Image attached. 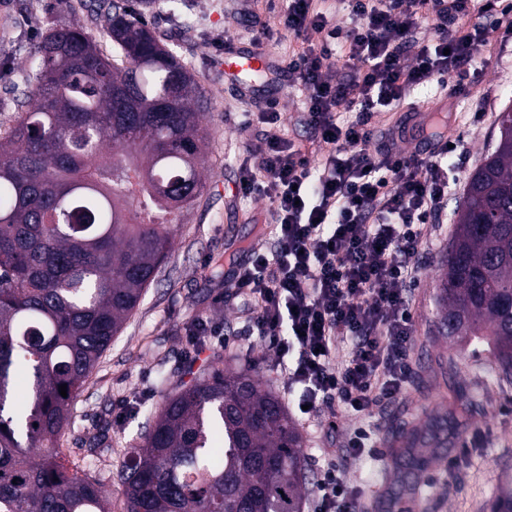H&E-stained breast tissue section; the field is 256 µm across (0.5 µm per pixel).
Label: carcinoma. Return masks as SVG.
I'll return each instance as SVG.
<instances>
[{
	"label": "carcinoma",
	"instance_id": "carcinoma-1",
	"mask_svg": "<svg viewBox=\"0 0 512 512\" xmlns=\"http://www.w3.org/2000/svg\"><path fill=\"white\" fill-rule=\"evenodd\" d=\"M91 2L112 57L79 24L51 30L34 48L26 109L0 138V512H108L96 447L80 462L60 448L70 404L205 187L207 98L146 21L155 0ZM498 129L442 262L436 332L490 344L511 380V107ZM19 367L30 377L21 403ZM437 454L413 432L394 467L421 470ZM118 477L126 512H302L305 455L255 366L216 363L164 397ZM491 512H512V480Z\"/></svg>",
	"mask_w": 512,
	"mask_h": 512
}]
</instances>
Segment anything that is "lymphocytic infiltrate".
<instances>
[{
    "instance_id": "1",
    "label": "lymphocytic infiltrate",
    "mask_w": 512,
    "mask_h": 512,
    "mask_svg": "<svg viewBox=\"0 0 512 512\" xmlns=\"http://www.w3.org/2000/svg\"><path fill=\"white\" fill-rule=\"evenodd\" d=\"M345 4L349 21L340 25L314 0H284L262 28L319 36L288 69L323 153L309 158L282 135L276 103L261 109L266 130L252 147L261 164L241 167L237 191L272 201L271 246L225 286L243 308L246 335L295 353L287 380L301 388L299 405L333 400L365 416L409 379L408 288L428 228L460 182L446 160L464 148L460 137L429 153L375 148L368 124L377 108L399 106L427 83L466 93L489 40L474 17L496 9L511 35L512 0ZM358 499L339 465L322 469L315 512H357Z\"/></svg>"
}]
</instances>
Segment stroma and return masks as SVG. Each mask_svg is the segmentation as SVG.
<instances>
[{
	"instance_id": "obj_1",
	"label": "stroma",
	"mask_w": 512,
	"mask_h": 512,
	"mask_svg": "<svg viewBox=\"0 0 512 512\" xmlns=\"http://www.w3.org/2000/svg\"><path fill=\"white\" fill-rule=\"evenodd\" d=\"M89 2L68 0L63 9L58 0H0L1 133L18 115L12 90L31 81L32 53L43 34L62 23L76 22L97 35L100 50L111 55L112 44L102 36L103 19L90 11ZM270 16L268 0H181L174 11L165 0H157L148 17L158 39L174 46L209 99L204 117L209 130L203 170L206 189L176 224L170 257L73 401L61 444L73 461L82 458L90 440L101 444L96 467L101 489L110 512H126L117 476L124 450L141 442L153 412L181 374L208 367L217 352L231 368L256 364L261 386L275 392L293 415L308 464L303 512H312L320 472L332 460L343 464L361 498L367 500L368 512H397L395 501L405 486L394 478L391 454L404 445L399 430L406 422L443 437L445 460L473 431L485 433L480 448L473 450L454 479L437 469L421 473L429 495L412 501V512H489L500 479L512 475V417L501 412L502 405L512 401V382L499 375L492 347L460 349L434 333L440 310V262L448 250L465 186L449 194L447 210L430 226L417 280L410 288L411 378L396 398L384 401L371 416L336 413L326 403L310 414H299L283 359L264 340L243 335L242 308L225 295V277L246 265L252 252L267 250L270 243L271 200H244L236 193L242 163L259 164L249 149L264 130L261 123H247V113L266 100H277L285 136L312 158L320 156L299 86L281 69L284 59L302 51L305 42L277 33L263 44L253 41ZM480 21L493 34L478 61L483 75L468 96L447 100L424 120L411 109L432 110L436 90L421 88L398 108L373 115L369 124L373 139L398 127L416 135L424 148L434 144L439 134L463 136L465 156L450 157L448 163L460 169L462 178H469L496 143L498 113L512 104V38L496 31L494 13L482 15ZM228 45L253 46L266 54L268 73L254 77L246 90L226 81L222 64ZM481 99L488 112L483 120L471 122L470 114ZM199 323L207 324V332L191 338V330ZM193 339L198 349H191ZM361 425L372 427L375 448L358 460H346L338 448Z\"/></svg>"
}]
</instances>
